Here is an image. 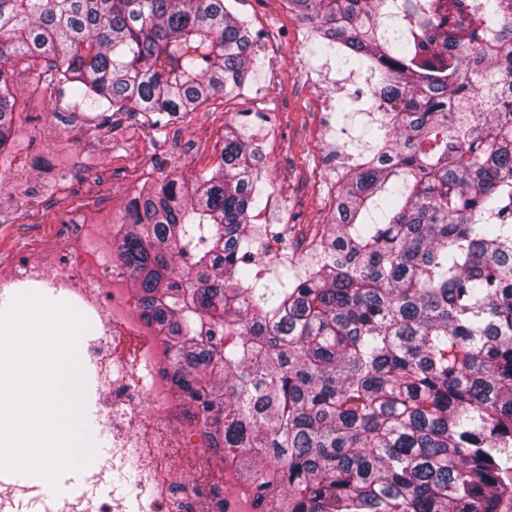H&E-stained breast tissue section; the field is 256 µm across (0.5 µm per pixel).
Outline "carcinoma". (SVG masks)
<instances>
[{
    "label": "carcinoma",
    "instance_id": "carcinoma-1",
    "mask_svg": "<svg viewBox=\"0 0 512 512\" xmlns=\"http://www.w3.org/2000/svg\"><path fill=\"white\" fill-rule=\"evenodd\" d=\"M366 67L375 144L313 250L253 273L264 155L125 209L116 249L168 374L276 512H500L512 499V0H287ZM452 42L454 49L442 46ZM227 0H0L11 67L43 61L92 110L185 117L249 75Z\"/></svg>",
    "mask_w": 512,
    "mask_h": 512
}]
</instances>
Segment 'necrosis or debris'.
I'll return each instance as SVG.
<instances>
[{
    "mask_svg": "<svg viewBox=\"0 0 512 512\" xmlns=\"http://www.w3.org/2000/svg\"><path fill=\"white\" fill-rule=\"evenodd\" d=\"M125 225L67 211L53 237L18 257L0 255V297L50 288L86 321L77 354L93 367L124 494L104 502L81 490L60 502L34 498L31 512H259L242 473L210 449L166 367L172 357L154 323L135 308L115 249Z\"/></svg>",
    "mask_w": 512,
    "mask_h": 512,
    "instance_id": "obj_1",
    "label": "necrosis or debris"
}]
</instances>
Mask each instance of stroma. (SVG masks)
<instances>
[{"label":"stroma","mask_w":512,"mask_h":512,"mask_svg":"<svg viewBox=\"0 0 512 512\" xmlns=\"http://www.w3.org/2000/svg\"><path fill=\"white\" fill-rule=\"evenodd\" d=\"M236 9L253 33L243 90L155 127L137 115L75 104L43 67H15L12 152L47 149L68 162L64 191H42L44 172L29 169L27 191L0 200V252L49 238L58 216L77 202L119 218L146 171L161 177L211 172L225 125H243L247 113L262 108L269 111L267 129L251 133L265 156L252 223L274 232L288 224L297 237L327 222L343 172L372 143L362 111L366 72L340 50L314 51L310 24L289 12L285 0H238Z\"/></svg>","instance_id":"obj_1"}]
</instances>
